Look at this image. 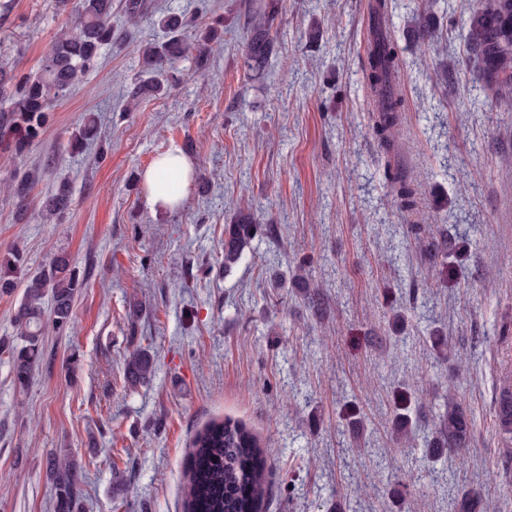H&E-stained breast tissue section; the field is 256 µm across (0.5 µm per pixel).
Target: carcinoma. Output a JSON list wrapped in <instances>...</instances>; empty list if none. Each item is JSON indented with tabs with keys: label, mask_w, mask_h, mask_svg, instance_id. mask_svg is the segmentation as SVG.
I'll return each instance as SVG.
<instances>
[{
	"label": "carcinoma",
	"mask_w": 512,
	"mask_h": 512,
	"mask_svg": "<svg viewBox=\"0 0 512 512\" xmlns=\"http://www.w3.org/2000/svg\"><path fill=\"white\" fill-rule=\"evenodd\" d=\"M76 11L80 16L78 32H61L36 71L19 77L0 68V142L11 144L17 154L24 153L40 135L49 112L71 93L81 77L97 67L101 50L117 38L111 22L112 0H77ZM126 11L134 24L153 19L146 0H127ZM387 11L386 0H375L370 5L366 63L368 87L377 101L372 133L385 152L393 146L404 110L403 99L393 85L401 60L382 30ZM277 15L275 0H251L248 4L246 29L250 39L243 55L246 70L260 74L266 69L273 51L270 31ZM157 25L166 30L167 38L143 48L146 70L153 77L130 88V101L134 103L163 94L174 80V72L166 66L193 48L202 51L203 43L216 40L221 34V23L217 22L200 34L199 43L192 45L184 39V17L167 13L158 17ZM465 43L469 60L477 67L484 87L495 96L512 98V0H477L466 26ZM95 135V120L88 119L73 136L71 146L76 149ZM31 187L32 176L28 174L15 183L13 192L18 208L27 206ZM391 189L401 211L409 215L419 213L420 193L413 180L396 172L391 177ZM70 204V190L62 185L46 201L45 218H58L69 210ZM259 228L254 218L245 213L235 223L224 225V268L241 259ZM409 229L420 251L430 254L438 250L430 225L411 224ZM22 266L23 258L18 251L0 256L1 289L15 288V278ZM82 284L75 266L64 254L56 256L47 268L28 280L15 315L19 343L9 348L13 381L19 390L28 387L42 361L44 299H49L54 325L65 331L72 323L73 301ZM152 372L153 360L147 352L138 350L130 355L126 363L128 381L143 382ZM397 403L398 431L412 448L416 446L417 435L408 428L411 397L401 392ZM497 418L500 426L512 430L509 388L501 395ZM469 433L470 423L463 410H447L439 416L434 431L425 437L423 459L428 461L441 455L443 448L463 447ZM265 454V445L243 423L229 418L210 422L192 440L184 512H261L269 490ZM47 472L54 488L56 512H75L79 488L73 460L67 455L52 456ZM430 478L439 494L451 495L455 512H475V492L454 494L453 479L442 480L433 470Z\"/></svg>",
	"instance_id": "1"
}]
</instances>
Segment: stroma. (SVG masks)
Returning <instances> with one entry per match:
<instances>
[{
  "label": "stroma",
  "mask_w": 512,
  "mask_h": 512,
  "mask_svg": "<svg viewBox=\"0 0 512 512\" xmlns=\"http://www.w3.org/2000/svg\"><path fill=\"white\" fill-rule=\"evenodd\" d=\"M277 54L263 77L241 58L248 0H150L192 20L188 39L215 21L221 37L175 64L162 96L127 104L145 78L140 45L160 38L127 21L112 0L117 42L101 51L23 155L0 145V255L19 250L31 276L67 251L83 286L73 323L46 325L43 360L26 392L0 348V512H55L46 467L67 451L78 464L77 512H184L194 434L213 420L244 423L272 443L265 512H334L356 485H384L363 434L342 414L355 405L379 449L417 462L393 431L397 392L425 402L433 427L445 410L446 371L460 368L470 442L459 486L479 488L512 512V431L496 411L512 382V100L491 99L465 47L471 0H392L387 31L404 61L408 101L396 148L421 181L429 223L455 225L448 261L428 263L384 179L371 132L362 62L371 0H276ZM435 32L418 40L419 21ZM76 11L52 0H0V66L38 68ZM94 117L97 146L70 140ZM179 148L195 176L180 206L153 213L142 174ZM37 170L26 212L12 185ZM72 203L54 224L43 204L61 183ZM250 202L265 229L224 265V226ZM318 285L319 319L300 288ZM414 290L428 319L392 323L400 290ZM445 338L425 340L428 326ZM403 336V350L390 337ZM145 349L154 374L131 385L125 362Z\"/></svg>",
  "instance_id": "1"
}]
</instances>
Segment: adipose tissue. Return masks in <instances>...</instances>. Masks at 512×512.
Listing matches in <instances>:
<instances>
[{
  "instance_id": "ef3b65f1",
  "label": "adipose tissue",
  "mask_w": 512,
  "mask_h": 512,
  "mask_svg": "<svg viewBox=\"0 0 512 512\" xmlns=\"http://www.w3.org/2000/svg\"><path fill=\"white\" fill-rule=\"evenodd\" d=\"M194 176L191 161L177 149L158 156L143 175L146 204L151 211L176 209Z\"/></svg>"
}]
</instances>
